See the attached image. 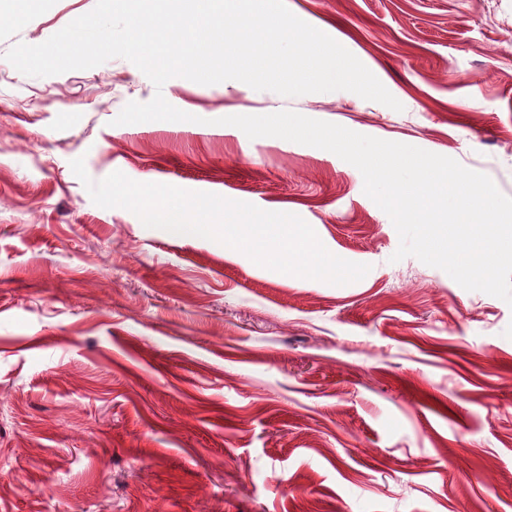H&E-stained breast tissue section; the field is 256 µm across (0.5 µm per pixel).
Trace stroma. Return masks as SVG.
I'll return each instance as SVG.
<instances>
[{
    "mask_svg": "<svg viewBox=\"0 0 512 512\" xmlns=\"http://www.w3.org/2000/svg\"><path fill=\"white\" fill-rule=\"evenodd\" d=\"M96 0L0 18V512H512V306L391 257L332 152L216 118L292 110L413 145L512 197V0H285L402 104L228 80L162 90L195 123L114 125L152 82L113 58L17 71ZM114 171L293 213L344 286L95 205Z\"/></svg>",
    "mask_w": 512,
    "mask_h": 512,
    "instance_id": "obj_1",
    "label": "stroma"
}]
</instances>
